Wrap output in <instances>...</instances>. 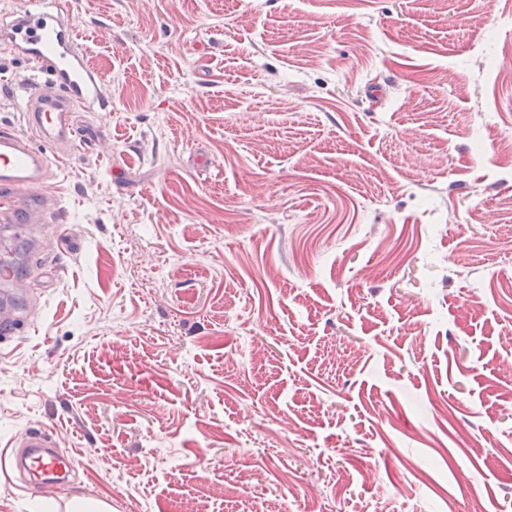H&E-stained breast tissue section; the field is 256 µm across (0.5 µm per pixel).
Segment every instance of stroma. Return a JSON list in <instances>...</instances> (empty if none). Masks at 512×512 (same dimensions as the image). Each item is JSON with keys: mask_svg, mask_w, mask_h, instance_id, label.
I'll return each instance as SVG.
<instances>
[{"mask_svg": "<svg viewBox=\"0 0 512 512\" xmlns=\"http://www.w3.org/2000/svg\"><path fill=\"white\" fill-rule=\"evenodd\" d=\"M109 109L0 345V512H512V0H76ZM33 63L0 46V124ZM350 469V486L336 474ZM77 466L75 452L52 448L51 440L38 431L26 433L17 439L12 454L0 456L1 469L9 467L19 482L27 488L37 486L44 494L59 493L65 475Z\"/></svg>", "mask_w": 512, "mask_h": 512, "instance_id": "35a3bbf8", "label": "stroma"}]
</instances>
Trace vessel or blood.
I'll return each instance as SVG.
<instances>
[{"label": "vessel or blood", "mask_w": 512, "mask_h": 512, "mask_svg": "<svg viewBox=\"0 0 512 512\" xmlns=\"http://www.w3.org/2000/svg\"><path fill=\"white\" fill-rule=\"evenodd\" d=\"M0 42L40 68L33 78L22 109L26 133L0 126V231L30 237L36 224L57 221L56 201L50 192L53 162L32 147V140L68 153L74 148V111L99 112L106 102L100 92L101 76L89 65L77 44L73 24L47 0H29L27 9L11 21L0 20ZM19 277L9 264L0 265V344L20 333L22 320L10 311L11 286ZM12 454L0 456V467L11 469L23 485L42 493L58 492L67 473L76 471L75 452L53 448L43 433L32 431L16 441Z\"/></svg>", "instance_id": "1"}]
</instances>
